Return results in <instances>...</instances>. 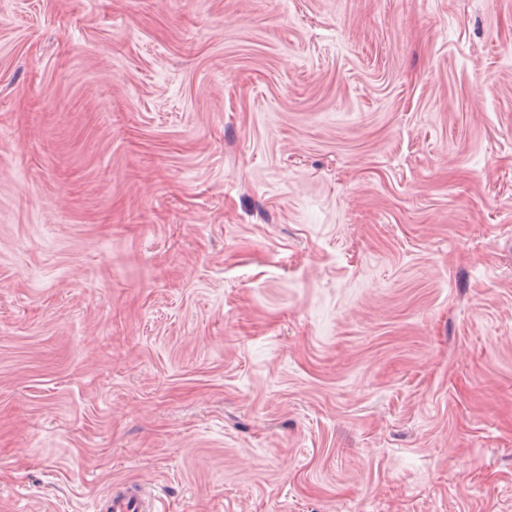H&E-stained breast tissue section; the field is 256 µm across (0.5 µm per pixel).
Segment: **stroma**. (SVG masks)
<instances>
[{"label":"stroma","instance_id":"1","mask_svg":"<svg viewBox=\"0 0 512 512\" xmlns=\"http://www.w3.org/2000/svg\"><path fill=\"white\" fill-rule=\"evenodd\" d=\"M512 512V0H0V512ZM109 502L108 512H152L145 491L138 485H114Z\"/></svg>","mask_w":512,"mask_h":512}]
</instances>
